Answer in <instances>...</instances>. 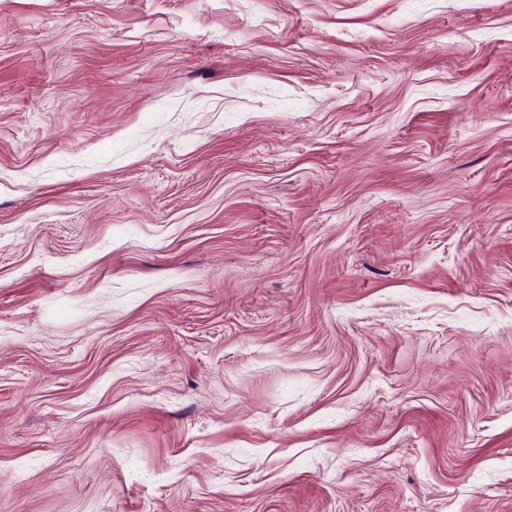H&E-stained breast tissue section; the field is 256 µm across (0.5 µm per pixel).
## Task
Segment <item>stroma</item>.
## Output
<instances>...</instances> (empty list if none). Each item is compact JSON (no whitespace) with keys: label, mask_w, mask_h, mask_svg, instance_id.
Instances as JSON below:
<instances>
[{"label":"stroma","mask_w":512,"mask_h":512,"mask_svg":"<svg viewBox=\"0 0 512 512\" xmlns=\"http://www.w3.org/2000/svg\"><path fill=\"white\" fill-rule=\"evenodd\" d=\"M0 512H512V0H0Z\"/></svg>","instance_id":"35a3bbf8"}]
</instances>
